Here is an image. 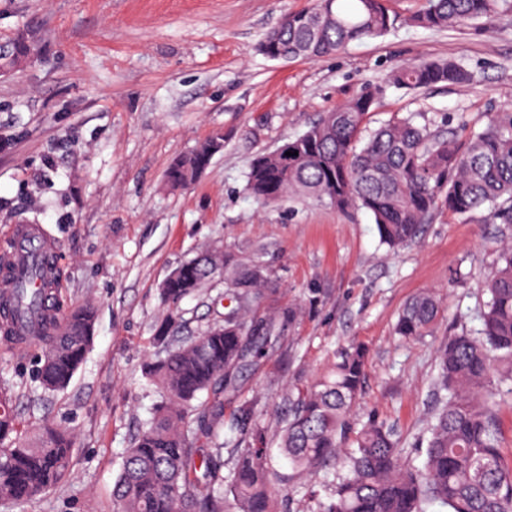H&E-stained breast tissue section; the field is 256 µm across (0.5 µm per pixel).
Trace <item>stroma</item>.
Segmentation results:
<instances>
[{"mask_svg":"<svg viewBox=\"0 0 512 512\" xmlns=\"http://www.w3.org/2000/svg\"><path fill=\"white\" fill-rule=\"evenodd\" d=\"M312 0H0V44L23 28L38 42L21 70L0 73V244L18 224L47 231L58 249V293L92 302L95 337L67 389L34 379L41 344H0V386L12 389L26 428L50 421L76 436L64 481L32 504L0 512H115L112 489L138 428L160 400L145 378L163 315L159 290L204 247L261 255L273 285L261 308L298 315L244 374L238 404L274 440L292 389L325 373L350 342L369 349L355 421L392 425L404 457L421 463L437 410L436 350L476 334L512 224L486 212L433 213L418 239L381 244L371 215L294 197L263 202L246 188L256 156L304 133L337 103L418 60L452 59L469 85L391 87L374 121L422 114L432 131L465 137L512 106V11L447 30L417 26L425 0H386L390 33L318 60L259 51L287 13ZM224 149L189 185L170 187V165L215 134ZM224 278L181 304L182 333L223 320ZM437 291L433 335L403 341L406 303ZM334 478L326 469L279 486L281 512H313Z\"/></svg>","mask_w":512,"mask_h":512,"instance_id":"stroma-1","label":"stroma"}]
</instances>
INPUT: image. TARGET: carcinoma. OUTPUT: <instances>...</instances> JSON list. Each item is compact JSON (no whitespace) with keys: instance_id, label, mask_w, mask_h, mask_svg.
<instances>
[{"instance_id":"1","label":"carcinoma","mask_w":512,"mask_h":512,"mask_svg":"<svg viewBox=\"0 0 512 512\" xmlns=\"http://www.w3.org/2000/svg\"><path fill=\"white\" fill-rule=\"evenodd\" d=\"M512 11V0H427L415 17L418 26L445 29L470 20ZM384 0H314L290 13L259 46L282 59L317 60L350 43L376 39L392 29ZM35 50L33 37L17 33L0 52V70L25 63ZM469 71L457 61L411 62L394 70L388 83L421 90L437 84L462 85ZM385 92L364 89L339 103L305 133L288 141L285 155L272 150L257 156L247 173L250 193L266 201L307 196L341 210L371 214L382 243L400 248L415 241L421 225L437 209L469 217L486 209L489 219L512 224V106L491 115L480 131L465 139L437 136L415 117L367 124ZM219 134L178 158L168 169L173 187L190 184L219 152ZM191 261L196 278L160 289L166 310L157 328L160 355L147 364L148 382L164 400L137 433L115 481L116 512H279L273 490L288 477L269 467L266 448L246 443L262 439L254 403L243 402L230 425L224 422V393L237 389L244 371L265 356L272 337L294 317L261 314L255 301L272 283L260 258L204 249ZM224 268L232 289L224 323L200 336L177 339L180 304ZM30 279L46 288L30 294L23 283L0 294V333L17 338L18 324L37 329L43 351L36 380L48 392L66 388L82 365L94 338L96 310L89 304L61 313L53 286L58 279L47 251ZM490 299L477 337L460 334L437 351L438 389L446 392L434 414L423 462L403 459L392 426L371 419L359 429L351 413L365 384L368 349L342 350L330 372L296 389L292 409L276 435L293 475L340 466L317 512H512V456L498 444L492 409L494 377L512 380V242L500 250L498 268L487 283ZM440 316L434 291L406 304L395 325L405 339L430 335ZM202 408L201 414L193 412ZM13 397L0 389V505L21 506L39 499L69 472L74 437L51 422L25 434L18 428ZM229 433H224V427Z\"/></svg>"}]
</instances>
